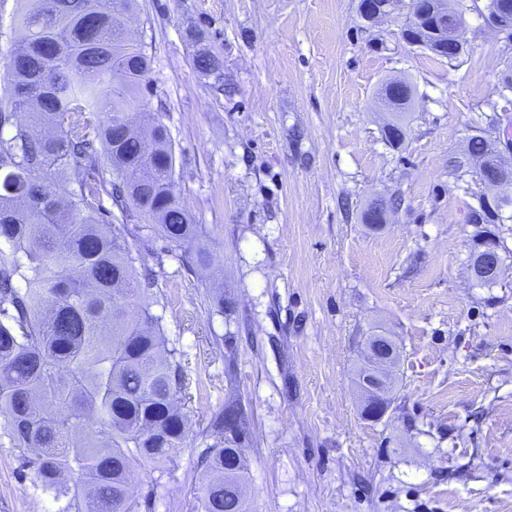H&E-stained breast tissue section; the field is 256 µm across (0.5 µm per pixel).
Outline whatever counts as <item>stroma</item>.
Segmentation results:
<instances>
[{
  "label": "stroma",
  "instance_id": "1",
  "mask_svg": "<svg viewBox=\"0 0 512 512\" xmlns=\"http://www.w3.org/2000/svg\"><path fill=\"white\" fill-rule=\"evenodd\" d=\"M359 3L136 0L128 16L151 58L142 109L170 131L177 192L213 257L204 269L149 229L128 237L191 394L183 446L134 474L152 512H198L202 430L232 396L254 418L255 512H512V220L494 227L503 284L473 287L469 218L487 189L466 151L512 128V37L469 0L450 61L403 40L405 14L370 27ZM203 45L222 56L221 80L195 71ZM394 78L414 87L398 148L383 135ZM393 194L388 223L364 224ZM217 285L231 310L211 306ZM237 330L230 394L224 336ZM371 334L400 350L378 422L355 384ZM50 508L0 446V512Z\"/></svg>",
  "mask_w": 512,
  "mask_h": 512
}]
</instances>
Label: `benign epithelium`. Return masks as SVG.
I'll return each mask as SVG.
<instances>
[{
	"label": "benign epithelium",
	"instance_id": "obj_1",
	"mask_svg": "<svg viewBox=\"0 0 512 512\" xmlns=\"http://www.w3.org/2000/svg\"><path fill=\"white\" fill-rule=\"evenodd\" d=\"M405 8L411 15L413 28L421 32V36L414 39L411 34H402L403 40L412 45L423 47L431 45L443 56L456 54L462 46L461 33L464 23L460 17L443 6L431 5L430 11L421 8L419 0H408L394 5L378 3L377 0H364L362 3V16L370 24L377 23L390 16L395 10ZM437 15L436 21L426 22L427 14ZM479 181L486 187L495 190L491 195L481 198V203L492 204L512 195V182L507 180L501 172L491 174L488 167H482L476 171ZM499 245L494 240L483 247L482 266L480 270L490 275H500L498 264ZM363 355L372 364V371L361 378L358 390L363 404L367 405L366 417L372 420L382 419L388 411V399L386 387L388 376L397 361V353L390 346L387 338L378 334L366 339L363 346Z\"/></svg>",
	"mask_w": 512,
	"mask_h": 512
}]
</instances>
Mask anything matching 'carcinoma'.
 I'll return each mask as SVG.
<instances>
[{"mask_svg": "<svg viewBox=\"0 0 512 512\" xmlns=\"http://www.w3.org/2000/svg\"><path fill=\"white\" fill-rule=\"evenodd\" d=\"M133 4L24 0L8 51L11 91L0 97V440L54 512H139L130 476L169 461L191 430L180 404L183 352L154 311V283L137 276L101 207L108 197L123 220L150 223L211 265L202 227L175 194L168 128L154 118L138 134L124 122L150 68L124 22ZM193 66L205 77L224 72L209 47ZM384 137L398 147L405 127L396 119ZM468 155L512 178L494 141L471 137ZM203 433L212 443L200 460L201 512H253L239 492L250 477L252 415L227 400Z\"/></svg>", "mask_w": 512, "mask_h": 512, "instance_id": "1", "label": "carcinoma"}]
</instances>
